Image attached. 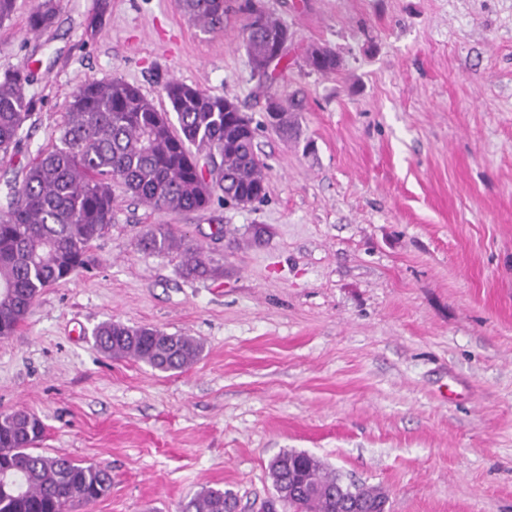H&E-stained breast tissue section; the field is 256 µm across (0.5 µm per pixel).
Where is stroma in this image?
Here are the masks:
<instances>
[{
  "mask_svg": "<svg viewBox=\"0 0 512 512\" xmlns=\"http://www.w3.org/2000/svg\"><path fill=\"white\" fill-rule=\"evenodd\" d=\"M236 2L214 33L178 0H56L37 33L38 0H16L0 22V74L28 65L36 103L0 161V208L91 79L162 111L171 80L229 98L267 166L249 207L160 212L113 185L91 268L0 338V414L38 417L40 452L111 470L77 512H179L207 487L259 512L290 450L381 487L388 512H512V0H257L291 36L264 77ZM315 45L336 73L307 65ZM272 95L303 97L297 136L266 125ZM156 224L223 277L142 250ZM111 320L202 352L175 373L108 358L93 331ZM55 14V1L42 0L37 10L29 18V28L34 32L49 28L54 22ZM307 64L314 71L328 75L339 69L340 59L336 52L328 47L312 46L307 51Z\"/></svg>",
  "mask_w": 512,
  "mask_h": 512,
  "instance_id": "stroma-1",
  "label": "stroma"
}]
</instances>
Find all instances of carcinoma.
Here are the masks:
<instances>
[{
    "label": "carcinoma",
    "instance_id": "carcinoma-1",
    "mask_svg": "<svg viewBox=\"0 0 512 512\" xmlns=\"http://www.w3.org/2000/svg\"><path fill=\"white\" fill-rule=\"evenodd\" d=\"M182 12L205 32L224 30L230 0H179ZM55 0H41L29 28L41 31L55 19ZM244 31L253 68L264 73L281 61L288 28L271 15L247 11ZM307 64L323 75L340 67L336 52L312 46ZM29 72L18 67L0 76V155L19 150L23 123L34 102L25 93ZM177 116L174 128L134 86L114 77L91 80L71 96L60 145L40 153L20 184L8 185L0 209V336L11 335L36 297L91 263L92 243L112 224V183L156 211L208 208L216 193L242 206L266 194L264 166L256 152L255 128L235 102L178 81L164 86ZM300 105L269 98L266 121L292 136ZM139 245L151 252L176 250L187 278L224 274V266L203 259L190 240L165 224L150 227ZM100 351L134 357L161 372L181 371L199 357L194 338L153 327L107 321L94 329ZM43 435L38 418L24 410L0 415V512H71L102 497L112 485L106 467L66 456L40 453L32 445ZM274 489L288 490L280 512H352L360 501L387 502L375 485L345 482L316 456L286 451L269 465ZM235 502L221 489L207 488L181 506V512H233Z\"/></svg>",
    "mask_w": 512,
    "mask_h": 512
}]
</instances>
